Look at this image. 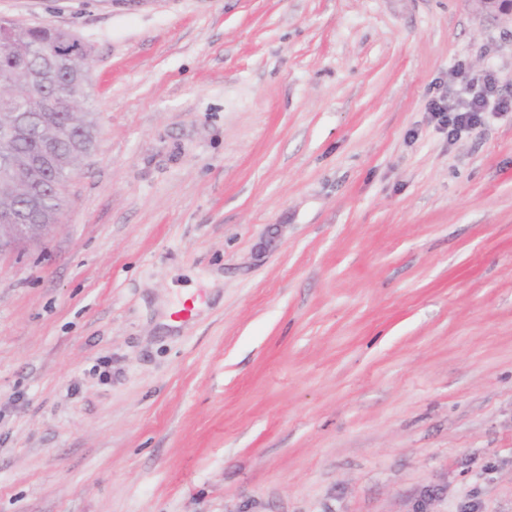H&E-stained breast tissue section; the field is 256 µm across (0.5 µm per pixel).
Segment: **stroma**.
I'll use <instances>...</instances> for the list:
<instances>
[{"mask_svg": "<svg viewBox=\"0 0 512 512\" xmlns=\"http://www.w3.org/2000/svg\"><path fill=\"white\" fill-rule=\"evenodd\" d=\"M94 151L0 257V512H512V112L479 0H0ZM191 306L189 318L177 310ZM33 54L49 59L53 56L65 55V54H76L87 60H91V53L87 46L76 36L61 31V38L58 39L56 44L50 48H34ZM509 105L498 93L494 75L489 73L477 90L470 87L456 93L454 99L432 100L429 110L448 128L449 136H457L481 125L487 112H511Z\"/></svg>", "mask_w": 512, "mask_h": 512, "instance_id": "obj_1", "label": "stroma"}]
</instances>
